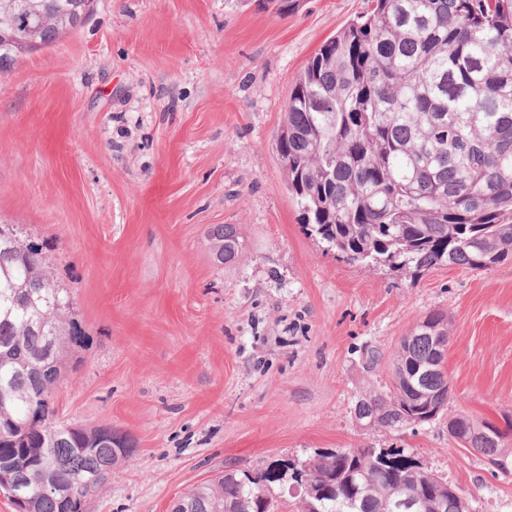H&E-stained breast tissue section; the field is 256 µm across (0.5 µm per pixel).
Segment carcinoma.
<instances>
[{
	"mask_svg": "<svg viewBox=\"0 0 512 512\" xmlns=\"http://www.w3.org/2000/svg\"><path fill=\"white\" fill-rule=\"evenodd\" d=\"M45 15L0 12V76L32 48L18 41L36 24L42 47L84 25L94 0H45ZM300 0H262L278 15ZM277 151L306 230L353 264L437 265L484 271L512 264V0H369L296 74ZM229 263L244 243L233 224L209 233ZM82 331L68 289L42 247L0 223V467L27 481L37 512H81L80 502L44 495L35 464L50 459L60 484L81 481L130 457L110 426L61 424L44 403ZM448 317L428 314L400 342L391 386L360 398L368 429L429 423L448 406L442 351ZM448 433L512 474V453L491 423L456 415ZM99 441L84 450L93 438ZM271 460L227 469L183 497V512H274ZM323 490L317 512H470L460 490L396 453L371 448L320 452L308 474Z\"/></svg>",
	"mask_w": 512,
	"mask_h": 512,
	"instance_id": "obj_1",
	"label": "carcinoma"
}]
</instances>
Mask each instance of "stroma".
<instances>
[{
  "label": "stroma",
  "instance_id": "35a3bbf8",
  "mask_svg": "<svg viewBox=\"0 0 512 512\" xmlns=\"http://www.w3.org/2000/svg\"><path fill=\"white\" fill-rule=\"evenodd\" d=\"M364 4L96 0L0 76V220L45 245L85 333L56 417L133 443L85 512H169L225 469L367 446L404 450L472 512H512V476L448 435L465 414L512 448V265L349 264L307 233L280 166L295 75ZM217 224L244 240L232 263L211 255ZM434 310L447 409L364 429L356 402Z\"/></svg>",
  "mask_w": 512,
  "mask_h": 512
}]
</instances>
